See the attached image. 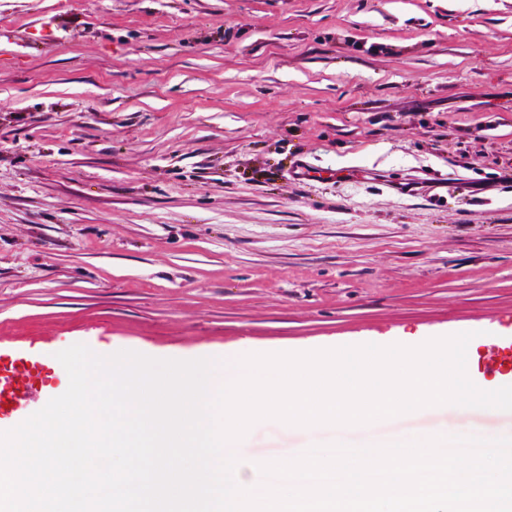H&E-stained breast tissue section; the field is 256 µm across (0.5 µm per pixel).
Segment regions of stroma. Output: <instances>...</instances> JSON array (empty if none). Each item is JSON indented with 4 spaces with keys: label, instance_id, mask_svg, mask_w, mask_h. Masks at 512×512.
<instances>
[{
    "label": "stroma",
    "instance_id": "stroma-1",
    "mask_svg": "<svg viewBox=\"0 0 512 512\" xmlns=\"http://www.w3.org/2000/svg\"><path fill=\"white\" fill-rule=\"evenodd\" d=\"M306 164L328 179H296ZM472 333L512 343V0H0V429L81 343L191 360ZM512 435L456 405L314 444Z\"/></svg>",
    "mask_w": 512,
    "mask_h": 512
}]
</instances>
